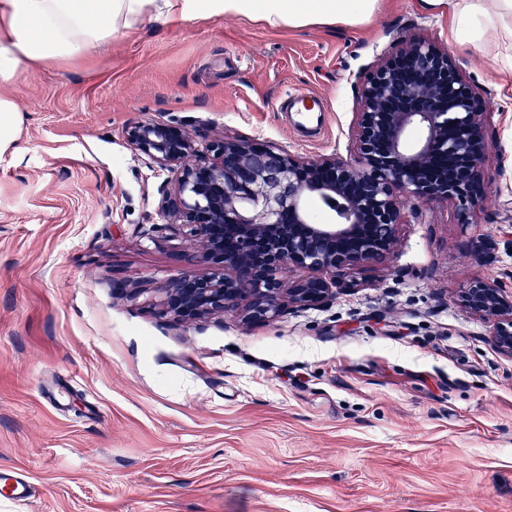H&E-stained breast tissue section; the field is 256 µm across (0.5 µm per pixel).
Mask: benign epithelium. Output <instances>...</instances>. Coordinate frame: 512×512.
Here are the masks:
<instances>
[{
  "label": "benign epithelium",
  "mask_w": 512,
  "mask_h": 512,
  "mask_svg": "<svg viewBox=\"0 0 512 512\" xmlns=\"http://www.w3.org/2000/svg\"><path fill=\"white\" fill-rule=\"evenodd\" d=\"M485 110L448 50L412 34L361 84L347 159L236 136L202 146L183 126H132L133 148L174 176L161 189L163 216L218 265L158 288L160 315L179 324L230 315L251 326L321 307L355 267L392 257L406 199L450 204L457 223H473L486 191ZM288 268L304 275L290 283ZM459 297L512 359V292L476 276Z\"/></svg>",
  "instance_id": "obj_1"
}]
</instances>
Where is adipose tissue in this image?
I'll list each match as a JSON object with an SVG mask.
<instances>
[{
    "instance_id": "1",
    "label": "adipose tissue",
    "mask_w": 512,
    "mask_h": 512,
    "mask_svg": "<svg viewBox=\"0 0 512 512\" xmlns=\"http://www.w3.org/2000/svg\"><path fill=\"white\" fill-rule=\"evenodd\" d=\"M381 0H0V85L14 80L21 63L72 61L110 44L119 31L142 20L166 22L245 17L271 27L360 24ZM447 14L455 41L486 56L512 52L491 35L512 0H421Z\"/></svg>"
}]
</instances>
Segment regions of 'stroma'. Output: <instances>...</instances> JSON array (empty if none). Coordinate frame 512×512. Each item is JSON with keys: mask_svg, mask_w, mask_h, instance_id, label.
Instances as JSON below:
<instances>
[{"mask_svg": "<svg viewBox=\"0 0 512 512\" xmlns=\"http://www.w3.org/2000/svg\"><path fill=\"white\" fill-rule=\"evenodd\" d=\"M447 48L488 102L474 223L407 206L392 260L328 306L246 328L159 314L205 272L158 212L164 178L128 141L167 122L349 157L364 78L397 39ZM419 0L357 25L145 20L86 57L21 64L0 151V512H512V359L457 293L512 290V78ZM322 100V123L286 108ZM140 288L125 298L122 288ZM17 112L16 103L7 96H0V151L15 142L13 126ZM0 494L13 502L27 501L33 495L29 477L13 470H0Z\"/></svg>", "mask_w": 512, "mask_h": 512, "instance_id": "obj_1", "label": "stroma"}]
</instances>
